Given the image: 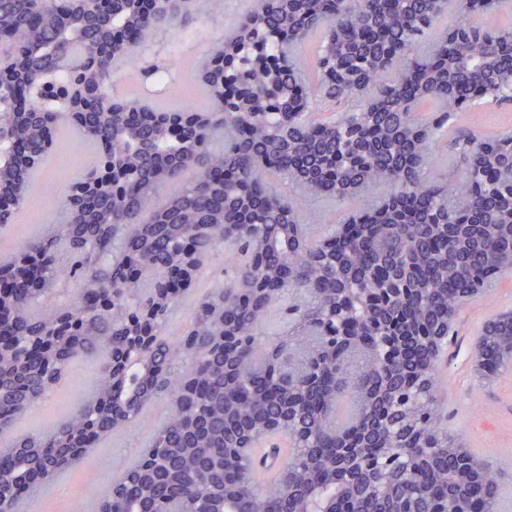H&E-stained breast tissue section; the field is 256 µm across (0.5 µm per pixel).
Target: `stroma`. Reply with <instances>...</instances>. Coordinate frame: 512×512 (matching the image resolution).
Listing matches in <instances>:
<instances>
[{
    "label": "stroma",
    "mask_w": 512,
    "mask_h": 512,
    "mask_svg": "<svg viewBox=\"0 0 512 512\" xmlns=\"http://www.w3.org/2000/svg\"><path fill=\"white\" fill-rule=\"evenodd\" d=\"M255 0H219L214 9L193 16L181 29H158L147 41L138 64L120 63L114 73L109 94L115 99L141 101L171 109L186 105L205 107L206 100L198 76L206 60L210 41L224 37L238 18L250 10ZM172 70L182 76L175 91L156 88L142 75L143 68ZM95 160L91 145L81 143L77 131L65 132L60 145L34 170L31 188L13 224L0 232V254L21 240L40 235L45 226L55 223L61 210L66 182L76 180ZM364 198L344 202L319 198L307 201L300 219L309 237L321 235L327 224L342 222L348 212L364 206ZM512 312V271L501 275L493 288L470 299L457 320L459 344L443 356L442 376L458 390L457 405H443L449 434L476 455L500 462L512 455V370L493 383L480 382L473 363L474 325L486 324L501 313ZM95 364L76 361L60 388L39 406L37 415H23L14 432L0 435V446H9L15 433L51 429L59 416L71 409L89 388ZM167 398L151 402L129 430L112 434L92 449L73 470L49 481L36 495L22 498L17 512H98L101 495L111 481L137 462L143 448L167 420Z\"/></svg>",
    "instance_id": "stroma-1"
}]
</instances>
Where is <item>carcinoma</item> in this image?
Here are the masks:
<instances>
[{"mask_svg":"<svg viewBox=\"0 0 512 512\" xmlns=\"http://www.w3.org/2000/svg\"><path fill=\"white\" fill-rule=\"evenodd\" d=\"M501 3L456 7L433 39L448 0H267L229 42L210 44L204 111L139 99L73 115L0 107L4 150L16 138L36 155L52 150L67 127L97 148L67 186L60 222L0 258V278L34 281L0 287V335L19 341L0 354V435L75 360L96 363L54 429L0 448V512L161 395L171 414L101 496L105 512H496L499 473L448 435L440 352L420 341L455 335L464 302L512 266V135L460 128L448 153L462 169L433 158L459 113L512 103ZM80 21L70 0H0L4 52L29 85L65 90L73 73L55 57L80 50L101 99L114 63L139 61L148 37L181 18L168 0L148 12L107 0L82 37L56 41ZM315 35L309 77L290 55ZM220 84L222 110L212 103ZM323 106L336 116L314 118ZM29 180L0 157L1 187ZM372 187L380 193L359 221L309 241L303 203ZM226 246L238 248L234 275L196 298L172 341L171 315ZM292 294L300 303L282 333L264 335L267 313ZM477 352L487 382L512 368V315L486 325ZM345 401L354 412L340 425ZM248 432L261 440L253 453L239 447ZM284 434L287 460L262 489ZM345 448L360 456L356 473L336 467Z\"/></svg>","mask_w":512,"mask_h":512,"instance_id":"obj_1","label":"carcinoma"}]
</instances>
